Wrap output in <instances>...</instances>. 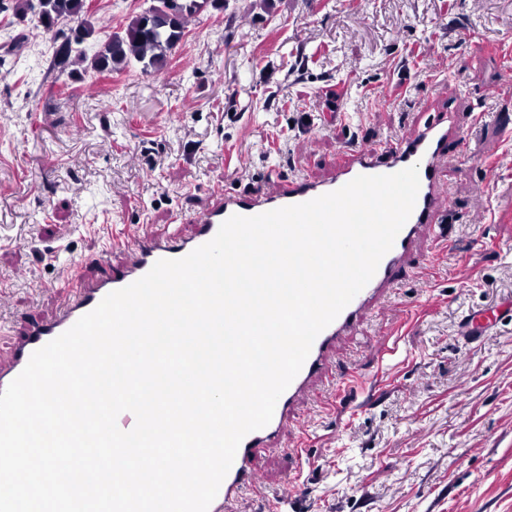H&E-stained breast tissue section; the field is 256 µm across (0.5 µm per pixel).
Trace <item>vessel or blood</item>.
Instances as JSON below:
<instances>
[{"mask_svg": "<svg viewBox=\"0 0 512 512\" xmlns=\"http://www.w3.org/2000/svg\"><path fill=\"white\" fill-rule=\"evenodd\" d=\"M461 139L454 116L432 119L406 129L396 141L380 148L354 146L346 149L330 177L276 182L270 190L260 194L214 192L209 203L194 214V232L190 237L113 234L111 245L121 253V262H104L102 270L94 277L78 273L72 276L68 283V304L54 318L32 323L22 337L13 342L11 364L8 369H0V390L21 373L33 352L67 331L80 317L95 309L106 295L135 282L157 261L182 258L208 242L230 216H254L303 203L333 192L360 175L393 174L417 166L416 204L393 247L382 258L368 284L318 334L302 368L279 397L270 423L244 437L208 512H235L236 503L247 490L256 496H265L266 480L253 465L256 454L279 448L283 432L293 428L298 420L299 405L317 395L319 386L331 378L342 341L361 329L370 311L381 309L405 276L421 272L418 257L422 246L432 238L433 227L439 224L443 213L446 183L440 161L449 145Z\"/></svg>", "mask_w": 512, "mask_h": 512, "instance_id": "b4317fda", "label": "vessel or blood"}]
</instances>
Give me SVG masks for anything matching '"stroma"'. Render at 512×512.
<instances>
[{
    "mask_svg": "<svg viewBox=\"0 0 512 512\" xmlns=\"http://www.w3.org/2000/svg\"><path fill=\"white\" fill-rule=\"evenodd\" d=\"M94 2L89 56L151 4ZM54 49L0 0V325L16 334L63 305L73 264L96 273L112 230L188 236L215 187L321 178L345 147L455 113L432 301L409 279L368 317L335 366L358 393L302 404L305 436L256 460L269 500L237 512H275L291 479L298 512H512V317L462 327L512 299V0H218L151 74L60 76Z\"/></svg>",
    "mask_w": 512,
    "mask_h": 512,
    "instance_id": "35a3bbf8",
    "label": "stroma"
}]
</instances>
